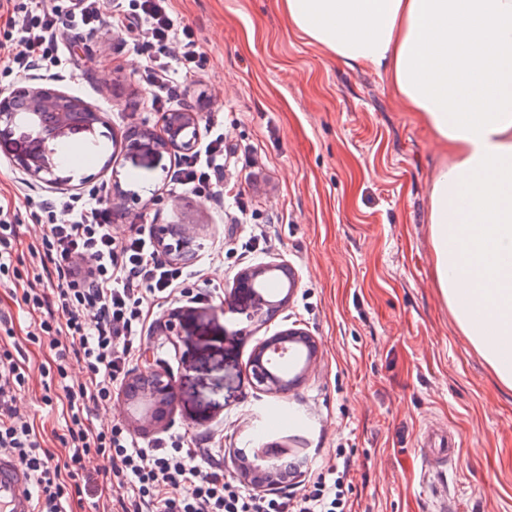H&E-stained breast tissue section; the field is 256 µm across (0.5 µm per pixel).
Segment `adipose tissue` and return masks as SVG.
Segmentation results:
<instances>
[{
  "label": "adipose tissue",
  "mask_w": 512,
  "mask_h": 512,
  "mask_svg": "<svg viewBox=\"0 0 512 512\" xmlns=\"http://www.w3.org/2000/svg\"><path fill=\"white\" fill-rule=\"evenodd\" d=\"M292 28L384 77L447 155L429 237L441 296L512 390V0H282Z\"/></svg>",
  "instance_id": "1"
}]
</instances>
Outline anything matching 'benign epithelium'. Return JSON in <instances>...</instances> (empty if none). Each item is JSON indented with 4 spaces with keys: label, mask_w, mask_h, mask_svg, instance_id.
<instances>
[{
    "label": "benign epithelium",
    "mask_w": 512,
    "mask_h": 512,
    "mask_svg": "<svg viewBox=\"0 0 512 512\" xmlns=\"http://www.w3.org/2000/svg\"><path fill=\"white\" fill-rule=\"evenodd\" d=\"M102 122L100 113L67 93L36 83L19 86L0 93V131L15 133V162L20 170L33 177L51 172L54 150L52 143L75 131L95 134V124ZM200 114L188 109L166 114L163 133H147L143 139L129 146L135 153H157L169 146L189 149L199 136ZM161 237L176 238L179 248L189 247L192 239L185 228L166 225L159 228ZM284 278L289 288L296 285L295 273L284 264L259 263L240 273L233 289V297L251 304V324L260 326L271 320L280 302L265 297L260 284L268 277ZM195 310L182 307L169 312L159 326L168 336L180 338L185 326L195 319ZM297 345L306 350L299 354L302 366L297 376L289 378L272 366V353ZM314 338L297 328L287 329L258 342L254 348L251 367L259 390L266 393H285L295 387L307 374L315 355ZM142 361L149 366L147 373H135L125 383L122 397L129 411L130 422L147 433L161 426L167 419L176 392L175 376L162 369L147 352ZM239 476L256 490L261 491L276 480L278 468L264 464V456L256 452L252 457L234 456Z\"/></svg>",
    "instance_id": "1"
}]
</instances>
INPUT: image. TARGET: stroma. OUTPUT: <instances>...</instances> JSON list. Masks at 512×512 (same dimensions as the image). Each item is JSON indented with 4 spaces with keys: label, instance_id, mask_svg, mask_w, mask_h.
Masks as SVG:
<instances>
[{
    "label": "stroma",
    "instance_id": "stroma-1",
    "mask_svg": "<svg viewBox=\"0 0 512 512\" xmlns=\"http://www.w3.org/2000/svg\"><path fill=\"white\" fill-rule=\"evenodd\" d=\"M209 58L185 108L200 112L201 136L216 131L258 165L225 173L246 190L255 225L171 186L181 151L142 156L127 149L130 129L161 130L162 115L139 77L146 61L111 22L78 42L62 75L37 72L100 113V150L90 163H58L57 183L18 170L0 143V200L18 214L17 267L30 271L41 237L28 199L99 192L116 235L182 224L192 254L191 297L146 295L148 316L130 352L139 372L154 351L177 380L159 436L206 439L208 447L252 452L269 462L311 470L354 461L352 512H433L424 462L436 458L434 433H454L456 454L439 486L447 512H512V391L504 389L460 331L436 284L428 197L441 148L415 113L401 109L375 72L349 67L289 27L282 0H172ZM264 241L252 248V228ZM290 265L297 285L274 319L242 335L246 304L225 305L243 269ZM194 305L201 316L177 343L158 334L163 314ZM29 387L17 396L46 448L62 455L67 400L44 391L53 369L49 343L31 344L34 317L0 288ZM288 328L307 331L318 358L285 394L256 389L249 365L255 345ZM52 404H45L43 394ZM89 482L69 487L72 512H110L109 458H91Z\"/></svg>",
    "mask_w": 512,
    "mask_h": 512
}]
</instances>
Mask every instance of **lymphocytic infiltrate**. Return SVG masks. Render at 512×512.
I'll use <instances>...</instances> for the list:
<instances>
[{"label": "lymphocytic infiltrate", "mask_w": 512, "mask_h": 512, "mask_svg": "<svg viewBox=\"0 0 512 512\" xmlns=\"http://www.w3.org/2000/svg\"><path fill=\"white\" fill-rule=\"evenodd\" d=\"M103 0H0V70L27 75L51 71L61 62L60 33L78 39L97 30ZM114 27L126 32L134 50L145 58L143 80L153 91V103L181 100L192 81L205 71L208 58L188 27L177 23L169 0H115ZM22 52L8 50L11 42ZM222 134L208 137L201 147L183 154L172 171L173 185L205 199L223 197L224 157L231 154ZM34 219L43 226L35 254L42 278L56 280L53 295L34 285L22 301L39 318L27 333L31 343L50 341L55 371L51 384L68 399V421L60 441L68 450L63 464L53 462L34 428L16 408V395L29 376L23 363L0 348V456L25 469L37 489V512H66V482L85 473L87 459L112 461L109 478L122 512H350L351 458L332 465L309 482L282 481L262 496L224 478L218 454L195 461V450L184 436L139 443L118 427L94 428L91 409L107 406L112 392L127 374L128 353L145 321V294H164L181 287L183 270L162 257L160 242L139 233L115 236L112 218L97 193L79 198H46L38 202ZM79 364L83 379L73 382L71 364Z\"/></svg>", "instance_id": "f902f5d3"}]
</instances>
